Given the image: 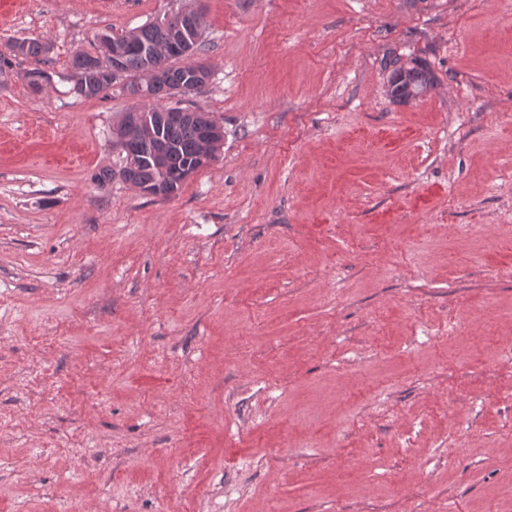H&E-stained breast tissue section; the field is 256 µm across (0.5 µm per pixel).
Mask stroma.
<instances>
[{
	"instance_id": "obj_1",
	"label": "stroma",
	"mask_w": 512,
	"mask_h": 512,
	"mask_svg": "<svg viewBox=\"0 0 512 512\" xmlns=\"http://www.w3.org/2000/svg\"><path fill=\"white\" fill-rule=\"evenodd\" d=\"M187 2L0 0V512H512V0H202L217 159L99 188ZM6 46L9 55H22L35 58L39 63L44 60L45 55L50 51V47L46 42L36 38L14 40ZM434 85L432 73L416 61L396 65L388 81L387 94L394 103L408 104L425 96Z\"/></svg>"
}]
</instances>
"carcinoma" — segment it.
<instances>
[{
	"label": "carcinoma",
	"mask_w": 512,
	"mask_h": 512,
	"mask_svg": "<svg viewBox=\"0 0 512 512\" xmlns=\"http://www.w3.org/2000/svg\"><path fill=\"white\" fill-rule=\"evenodd\" d=\"M182 10L160 20L144 23L119 35H96L98 50L92 54L75 52L69 61L75 81L73 93L79 97L94 98L118 82L131 78L124 89L145 104L137 109L144 117L141 130L131 128V113L122 115L113 131L123 140L118 142L121 164L131 165V175L138 185H154L164 180L180 189L185 174L199 171V155L204 131L212 120L209 113L179 106H168L164 100L176 93H191L195 70L204 64L191 57L204 50L203 27L188 33L185 49L180 57L165 54L171 32L181 21ZM8 54L44 60L50 51L39 39L14 40L7 44ZM165 65L167 79L152 80L148 74L150 62ZM52 74L35 67L26 74V82L34 93L42 91L51 82ZM434 85L432 73L415 61L396 66L389 78L387 94L397 104H408L425 96Z\"/></svg>",
	"instance_id": "carcinoma-1"
}]
</instances>
